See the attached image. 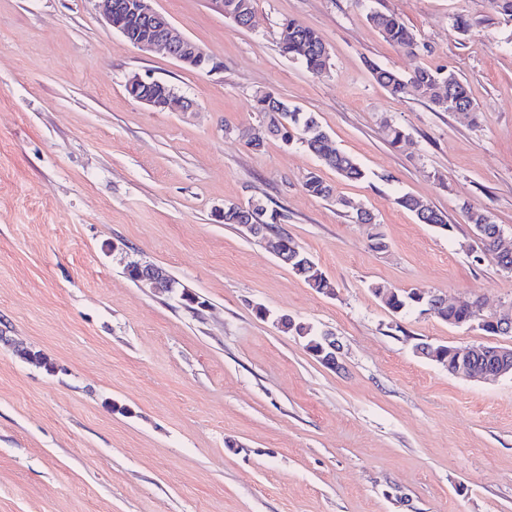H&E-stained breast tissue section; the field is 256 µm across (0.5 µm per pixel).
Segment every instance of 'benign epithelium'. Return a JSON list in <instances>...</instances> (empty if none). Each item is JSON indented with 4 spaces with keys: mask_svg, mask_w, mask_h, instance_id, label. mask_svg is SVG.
Returning a JSON list of instances; mask_svg holds the SVG:
<instances>
[{
    "mask_svg": "<svg viewBox=\"0 0 512 512\" xmlns=\"http://www.w3.org/2000/svg\"><path fill=\"white\" fill-rule=\"evenodd\" d=\"M153 0H95L101 20L125 39H130L131 30L144 27L148 34L134 41V46L143 52L163 50L185 66H206L211 72L222 69V64L206 57L191 40L177 35L169 20L158 13ZM165 87L164 82L149 75L133 74L126 81V90L135 100L162 112H186L193 103L175 93L162 96L153 92L156 87ZM474 349L457 347L456 361L451 374L468 380H486L512 376V345L494 344L482 349L486 364L481 368L473 365ZM340 346L336 338L327 334L319 338L316 356L327 367H339Z\"/></svg>",
    "mask_w": 512,
    "mask_h": 512,
    "instance_id": "7a95c632",
    "label": "benign epithelium"
}]
</instances>
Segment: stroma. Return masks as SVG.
<instances>
[{
    "instance_id": "stroma-1",
    "label": "stroma",
    "mask_w": 512,
    "mask_h": 512,
    "mask_svg": "<svg viewBox=\"0 0 512 512\" xmlns=\"http://www.w3.org/2000/svg\"><path fill=\"white\" fill-rule=\"evenodd\" d=\"M153 6L222 70L140 51L94 0H0V512H512V378L466 381L416 351L488 336L394 313L374 292L477 298L487 316L512 302V274L475 260L466 216L487 211L512 241V25L489 0H254L249 28L211 0ZM372 10L400 16L422 51L385 42ZM289 18L324 39L322 75L281 54ZM375 65L454 72L481 123L391 96ZM134 73L192 109L136 101ZM260 91L316 113L364 179L275 138L247 147ZM311 173L375 224L310 196ZM402 193L453 232L399 207ZM252 198L282 214L333 293L273 240L223 223L225 204ZM131 260L205 308L133 283ZM283 314L333 333L340 368L281 332ZM292 241L293 240L290 237H288V242ZM288 242L284 241L279 237L275 242V253L276 255L278 254L280 260L286 264H289L291 269L297 275L302 277L312 288H315L318 292L324 294L331 293V291L328 290V288H334V285L316 267L313 261H307L305 265L291 263L295 261L301 254L297 249H288Z\"/></svg>"
}]
</instances>
